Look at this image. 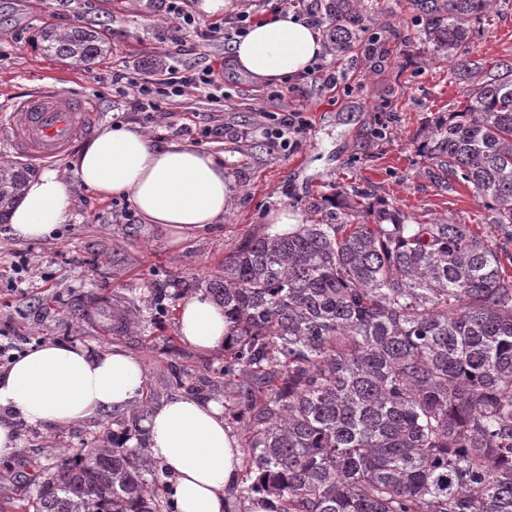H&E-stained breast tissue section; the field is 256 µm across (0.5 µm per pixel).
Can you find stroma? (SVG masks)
Wrapping results in <instances>:
<instances>
[{
	"instance_id": "stroma-1",
	"label": "stroma",
	"mask_w": 512,
	"mask_h": 512,
	"mask_svg": "<svg viewBox=\"0 0 512 512\" xmlns=\"http://www.w3.org/2000/svg\"><path fill=\"white\" fill-rule=\"evenodd\" d=\"M185 0L196 27L177 29L162 0H0V115L15 101L53 87L92 98L98 124L140 125L154 141L180 140L223 154L224 170L235 188L223 223L171 249L160 225L115 221L111 201L77 188L66 224L52 238L17 241L0 224V341L25 351L47 342L94 351H124L145 371L137 410L175 396L223 401L224 363L220 351L204 352L178 333L179 305L155 304L162 289L184 295L206 289L221 275L224 258L245 234L286 208L304 222L330 219L341 212L346 193L363 191L365 200L430 224L449 220L484 232L486 211L465 189L448 190L426 171L421 143L433 118L455 111L460 86L447 59L430 51L419 34L409 0H365L368 31L341 59L325 54L336 86H320L295 76L261 82L238 71L229 45L205 39L208 25L223 23ZM105 30L112 53L79 65L43 54L38 33L47 26ZM385 35L376 66L365 62L369 38ZM184 46L178 67L210 65L224 73V99L196 96L174 104L170 122L148 123L130 111L112 88V70L124 61L154 73L157 56L171 37ZM473 55L487 64L512 59V0H498L493 13L475 25ZM280 100L270 101L271 92ZM304 113L310 122L296 148H271L260 123L262 110ZM212 135H204V128ZM248 138H240L242 130ZM327 198L320 213L311 199ZM30 258L21 284L12 264ZM129 411L105 410L66 428L18 424L20 448L0 463V512H21L34 493L32 480L42 463L72 456L105 428L120 425Z\"/></svg>"
}]
</instances>
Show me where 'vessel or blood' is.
<instances>
[{"label":"vessel or blood","instance_id":"1","mask_svg":"<svg viewBox=\"0 0 512 512\" xmlns=\"http://www.w3.org/2000/svg\"><path fill=\"white\" fill-rule=\"evenodd\" d=\"M95 117L89 98L45 90L18 101L7 127L19 151L47 161L63 157L77 140L88 136Z\"/></svg>","mask_w":512,"mask_h":512}]
</instances>
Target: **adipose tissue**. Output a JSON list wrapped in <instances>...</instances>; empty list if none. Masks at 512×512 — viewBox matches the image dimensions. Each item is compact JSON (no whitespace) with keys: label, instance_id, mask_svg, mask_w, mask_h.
<instances>
[{"label":"adipose tissue","instance_id":"1","mask_svg":"<svg viewBox=\"0 0 512 512\" xmlns=\"http://www.w3.org/2000/svg\"><path fill=\"white\" fill-rule=\"evenodd\" d=\"M322 53L319 32L291 12L258 20L233 44L239 68L262 81L302 74ZM77 185L104 199L126 197L144 223L164 228L173 246L221 223L233 197L223 155L178 141L158 145L139 128L109 124L74 158L71 177L51 169L29 181L10 236L52 237L68 220ZM178 329L197 349H223L224 309L197 291L182 303ZM144 382L139 362L120 351L48 342L25 353L0 370V461L19 446L15 420L60 427L81 422L129 406ZM145 428L149 455L169 474L175 512H279L269 496L237 502L242 454L219 403L171 398L149 411Z\"/></svg>","mask_w":512,"mask_h":512}]
</instances>
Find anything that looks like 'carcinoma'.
<instances>
[{"mask_svg":"<svg viewBox=\"0 0 512 512\" xmlns=\"http://www.w3.org/2000/svg\"><path fill=\"white\" fill-rule=\"evenodd\" d=\"M362 0H327L330 50L348 52ZM497 0H410L462 101L423 144L498 233L424 224L352 197L339 220L264 224L210 288L224 306V388L243 429L241 498L280 512H512V62L472 57ZM49 57L91 64L101 30L44 28ZM35 169L0 161V224ZM147 446L95 438L50 462L24 512H171Z\"/></svg>","mask_w":512,"mask_h":512,"instance_id":"cac0c4a2","label":"carcinoma"}]
</instances>
